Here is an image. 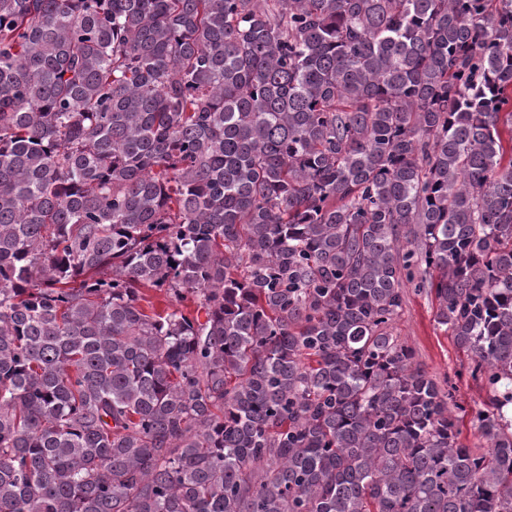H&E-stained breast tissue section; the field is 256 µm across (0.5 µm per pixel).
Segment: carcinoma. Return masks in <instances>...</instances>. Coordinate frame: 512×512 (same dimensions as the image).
I'll use <instances>...</instances> for the list:
<instances>
[{"label":"carcinoma","instance_id":"carcinoma-1","mask_svg":"<svg viewBox=\"0 0 512 512\" xmlns=\"http://www.w3.org/2000/svg\"><path fill=\"white\" fill-rule=\"evenodd\" d=\"M511 405L512 0H0V512H512ZM434 314L435 303L430 296L409 289L404 310L395 323V333L414 349L416 360L429 375L439 380L448 375L458 387L457 400L473 407L484 392L468 377L466 356L437 329ZM461 372L459 378L457 374Z\"/></svg>","mask_w":512,"mask_h":512}]
</instances>
